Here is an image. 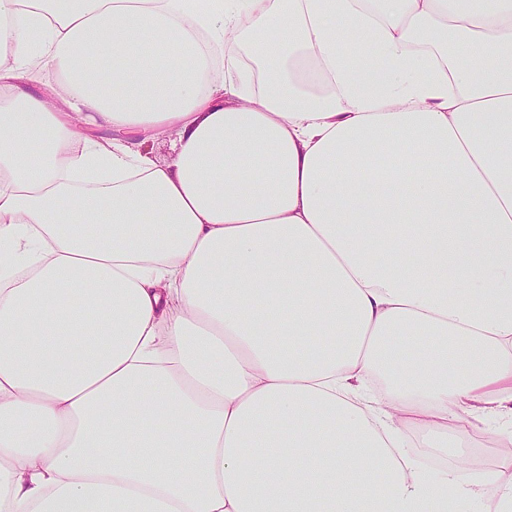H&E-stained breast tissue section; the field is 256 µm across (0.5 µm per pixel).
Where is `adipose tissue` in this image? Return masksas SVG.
<instances>
[{
  "mask_svg": "<svg viewBox=\"0 0 512 512\" xmlns=\"http://www.w3.org/2000/svg\"><path fill=\"white\" fill-rule=\"evenodd\" d=\"M466 415L512 441V0H0V512H512L417 458Z\"/></svg>",
  "mask_w": 512,
  "mask_h": 512,
  "instance_id": "ef3b65f1",
  "label": "adipose tissue"
}]
</instances>
